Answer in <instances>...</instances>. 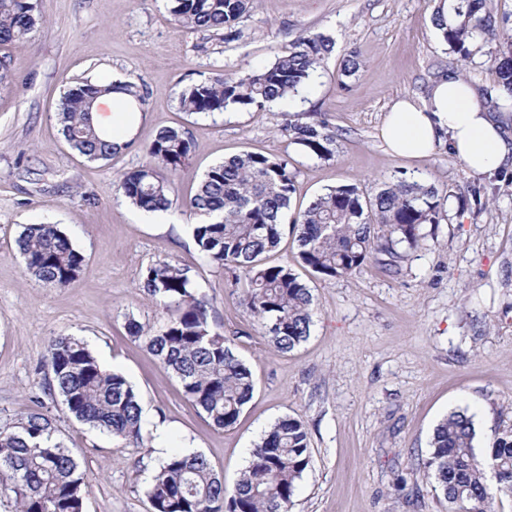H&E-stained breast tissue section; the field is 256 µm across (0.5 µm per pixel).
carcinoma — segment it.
Instances as JSON below:
<instances>
[{
	"label": "carcinoma",
	"instance_id": "obj_1",
	"mask_svg": "<svg viewBox=\"0 0 512 512\" xmlns=\"http://www.w3.org/2000/svg\"><path fill=\"white\" fill-rule=\"evenodd\" d=\"M174 23L235 39L256 0H169ZM448 53L463 62L475 44H493L491 62L499 94L488 95L491 112L512 101V27L492 0H448L432 14ZM39 24L34 0H0V45L27 38ZM335 41L308 31L281 48L273 62L243 77L220 71L186 87L181 109L189 114L222 113L229 108L263 110L299 92L334 50ZM120 89L143 104L135 81L120 86L85 80L60 100L57 120L70 148L90 161L117 153L91 122L97 95ZM281 133L310 158L329 161L337 134L321 114L290 119ZM193 142L183 128L160 130L145 146L147 162L122 175L119 191L133 206L164 211L171 204L175 173L190 159ZM290 157L257 152L233 155L209 167L187 206L203 221L191 225L203 258L227 274L225 287H242L240 303L263 335L283 353L311 335V289L286 265L269 264L285 233L294 235L298 263L323 279L350 275L373 260L393 266L397 248L416 249L423 226L438 223L445 196L414 178L393 176L368 195L356 183L329 187L302 211L290 216L296 191ZM17 244L26 273L57 287L79 274L84 256L56 224H25ZM142 288L167 314L155 330L131 321L129 335L179 379L184 396L218 429L233 427L253 395L251 370L234 353V338L209 321V302L196 290L191 270L174 261H157L142 273ZM49 395L61 399L80 423L107 432L127 447L144 443L142 407L126 378L104 368L84 340L56 336L48 347ZM51 416L28 414L15 426H0V506L9 512H83V476L73 452L53 438ZM473 419L455 410L435 427L425 468L448 503V512H492L495 500L512 493V429L494 433L485 459L475 446ZM312 461L309 432L298 418L278 420L251 452L248 466L232 490L205 456L174 452L159 465L147 488L154 512H290L298 481ZM495 472L488 481L487 467Z\"/></svg>",
	"mask_w": 512,
	"mask_h": 512
}]
</instances>
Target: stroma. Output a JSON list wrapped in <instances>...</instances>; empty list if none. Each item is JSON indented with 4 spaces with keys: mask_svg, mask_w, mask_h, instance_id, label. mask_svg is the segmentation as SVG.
<instances>
[{
    "mask_svg": "<svg viewBox=\"0 0 512 512\" xmlns=\"http://www.w3.org/2000/svg\"><path fill=\"white\" fill-rule=\"evenodd\" d=\"M36 12V31L0 46L14 65L13 85L0 89V424L35 411L53 417L55 440L80 464L83 512H153L147 486L175 450L203 454L233 488L255 444L287 415L307 424L312 449L291 512H447L423 469L437 423L467 411L480 453L495 431L512 428V170L482 182L447 146L405 160L379 137L395 101L425 98L448 73L430 0H260L230 42L175 26L168 0H36ZM308 31L331 35L336 47L301 96L262 111L181 110L188 85L222 70L245 75ZM353 51L363 65L343 91L341 63ZM88 78H134L144 89L135 135L106 161L71 150L56 121L63 93ZM309 112L339 130L333 160L299 155L282 136L286 120ZM165 127L188 131L192 157L173 177L171 207L144 212L118 183L145 163L143 145ZM242 152L295 156V212L330 186L375 193L399 171L449 199L395 273L370 263L317 278L298 268L297 244L284 238L270 261L297 268L315 305L310 337L284 354L255 330L189 230L197 217L186 202L203 173ZM477 182L486 206L457 199L459 187ZM35 223L58 225L84 255L68 286L25 275L17 238ZM163 260L191 268L211 324L235 335V353L252 372L253 396L234 427L215 429L127 331L132 319L147 328L164 321L140 286L142 270ZM61 335L83 338L139 393L143 447H122L45 394L48 343Z\"/></svg>",
    "mask_w": 512,
    "mask_h": 512,
    "instance_id": "1",
    "label": "stroma"
}]
</instances>
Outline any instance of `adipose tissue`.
I'll return each mask as SVG.
<instances>
[{
    "instance_id": "1",
    "label": "adipose tissue",
    "mask_w": 512,
    "mask_h": 512,
    "mask_svg": "<svg viewBox=\"0 0 512 512\" xmlns=\"http://www.w3.org/2000/svg\"><path fill=\"white\" fill-rule=\"evenodd\" d=\"M140 117L138 104L120 90L102 94L92 105L95 127L119 145L135 134ZM379 135L393 155L410 159L432 154L440 139H447L453 156L477 176L512 165V140L459 77L434 83L424 102L409 97L396 101Z\"/></svg>"
}]
</instances>
